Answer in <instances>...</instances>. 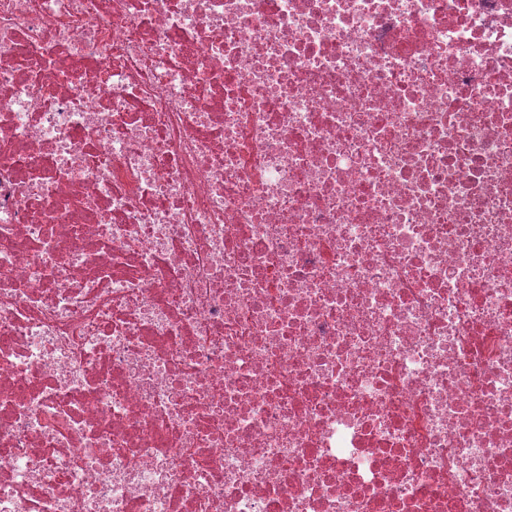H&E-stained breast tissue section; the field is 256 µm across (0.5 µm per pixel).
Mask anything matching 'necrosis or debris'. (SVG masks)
<instances>
[{"label":"necrosis or debris","instance_id":"obj_1","mask_svg":"<svg viewBox=\"0 0 512 512\" xmlns=\"http://www.w3.org/2000/svg\"><path fill=\"white\" fill-rule=\"evenodd\" d=\"M0 512H512V0H0Z\"/></svg>","mask_w":512,"mask_h":512}]
</instances>
